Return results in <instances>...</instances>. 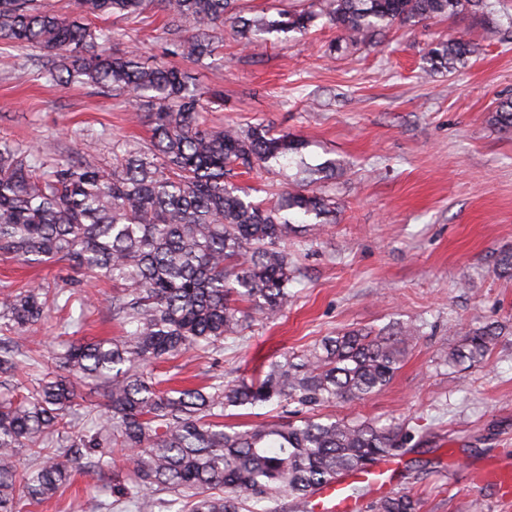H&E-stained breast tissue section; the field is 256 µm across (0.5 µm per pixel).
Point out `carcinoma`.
Returning a JSON list of instances; mask_svg holds the SVG:
<instances>
[{
	"label": "carcinoma",
	"mask_w": 512,
	"mask_h": 512,
	"mask_svg": "<svg viewBox=\"0 0 512 512\" xmlns=\"http://www.w3.org/2000/svg\"><path fill=\"white\" fill-rule=\"evenodd\" d=\"M78 15H62L41 0H0V45L32 47L37 76L57 86L80 83L121 97L129 111L146 113L150 142H117L112 166L70 156L49 158L0 140V254L25 265L66 262L98 282L112 283L110 310L123 335L67 340L56 370L17 383L0 398V512L50 499L71 484L73 461L87 451L94 465L112 467L109 448L135 450L121 492L139 512L157 502L142 487L167 489L183 501L179 512H314L324 487L367 474L400 455L413 438L390 421L319 413L338 400L382 391L400 368L404 348L420 329L394 333L348 330L302 354L262 366L256 380L218 381L208 388H175L154 366L203 353L237 338L255 316L282 312L295 278L285 241H311L336 215L325 189L340 163L309 165L307 143L263 124L209 126L204 91L182 60L219 64L212 33L230 27L245 47L269 36L306 34L319 19L352 45H369L398 24L448 18L484 0H308L307 7L261 11L246 18L237 0H75ZM167 13V47L147 62L134 52L110 53L107 30L89 16L146 19ZM477 46L463 38L428 45L422 71L454 73ZM494 124L512 129V100L501 101ZM292 166L275 201L263 207L235 183L273 165ZM70 282L39 283L5 294L0 374L15 377L36 363L17 339L75 294ZM496 332L472 329L445 363L480 364ZM103 391L106 409L70 440L79 388ZM275 404L293 418L263 421L240 431L224 424L233 409ZM418 498L392 492L368 512H420Z\"/></svg>",
	"instance_id": "cac0c4a2"
}]
</instances>
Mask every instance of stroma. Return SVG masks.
Wrapping results in <instances>:
<instances>
[{
	"instance_id": "obj_1",
	"label": "stroma",
	"mask_w": 512,
	"mask_h": 512,
	"mask_svg": "<svg viewBox=\"0 0 512 512\" xmlns=\"http://www.w3.org/2000/svg\"><path fill=\"white\" fill-rule=\"evenodd\" d=\"M166 21L157 7L144 24L112 15L96 23L116 31L114 49L151 57L164 48ZM340 36L320 22L308 35L245 49L220 31L223 69L197 74L202 86L224 93L223 104L206 102L209 123H263L306 140L308 162L333 158L341 167L332 185L335 223L314 243L288 242L298 268L294 301L217 352L177 358L178 378L190 387L217 375L246 379L264 360L344 330L420 326L387 388L326 408L337 417L393 418L414 433L409 452L389 461L365 497L401 490L420 499L421 512H512L491 484L475 480L512 471V278L494 270L512 252V131L491 120L497 102L512 99V0L395 26L371 45L331 52ZM448 37L474 42L477 53L455 73L421 77L428 43ZM32 54L0 45V139L108 167L114 140L150 138L148 119L120 100L36 79ZM74 275L65 264L26 269L0 256V286ZM86 293L88 310L72 304L29 331L24 345L39 357L34 373L54 368L68 317L84 316L82 337L121 335L109 312L111 285L91 280ZM491 323L501 334L482 364H441L467 330ZM111 454L113 469L81 461L62 495L21 512H95L100 501L136 512L113 491L126 451Z\"/></svg>"
}]
</instances>
